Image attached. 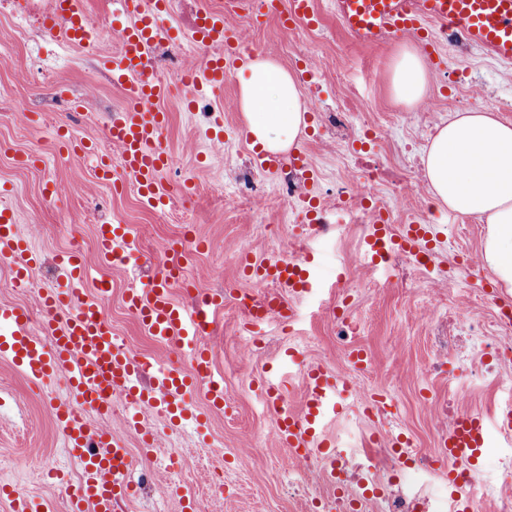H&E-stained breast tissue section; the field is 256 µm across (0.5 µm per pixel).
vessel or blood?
Wrapping results in <instances>:
<instances>
[{
  "label": "vessel or blood",
  "mask_w": 512,
  "mask_h": 512,
  "mask_svg": "<svg viewBox=\"0 0 512 512\" xmlns=\"http://www.w3.org/2000/svg\"><path fill=\"white\" fill-rule=\"evenodd\" d=\"M123 11L133 16L121 34L119 58L112 70L114 84L125 93L119 118L108 126L106 135L119 154L99 152L96 144L79 142L75 148L97 156V176L112 177L113 163H120L138 185L141 195L154 207L164 206L166 197L157 186L161 170L172 168L175 160L159 145L165 115L150 111L153 102L167 96L166 83L155 79L152 49L165 33L159 19L169 0H119ZM268 12L279 13L282 28L303 21L314 23L312 0H289L287 12H280L279 0H266ZM252 0H224L220 12L200 14L196 39L216 47L204 65L187 70L184 78L194 86L220 88L229 72L244 65L242 33L231 24L233 16L251 11ZM331 9L350 38L360 45H378L400 33L420 31L434 22L441 29H462L470 45L484 56L512 61V0H331ZM48 34L85 47L92 44L83 0H53L52 13L45 22ZM425 235L419 224L404 225L400 235H392L384 215H377L362 244L366 265L380 266L387 252L401 248L418 255V242ZM129 238L125 224H103L97 230V254L111 260L118 247ZM187 253L173 247L166 251L161 272L150 288H131L125 300L153 338L188 349L190 373L170 366L156 369L152 358L123 349L112 335V326L100 310L99 296L86 290L83 265L74 253L60 255L58 264L68 277L66 291L46 292L40 332L30 328V314L21 307L0 308V354L10 357L29 380L41 383L52 374L67 375L71 399L55 400L51 409L57 427L72 456L82 468V478L73 483L55 476L66 496L69 512H115L120 492L129 489L132 458L121 438L111 428L91 424L78 410L90 406L99 414H111L113 392H122L127 403L150 409L170 420L187 419L186 401L193 388H203L213 409L224 406V382L215 375L209 351L198 345L203 321L224 307L220 293L207 295L204 305L185 304L174 299L172 290L183 285ZM38 262L8 209H0V263L16 271L19 287H27L30 268ZM250 279L263 288L262 296L250 298L246 310L250 324L272 321L290 323L297 316L295 298L317 290L314 279L304 277L292 261L247 262ZM303 410L289 406L280 385L267 388V406L276 417L275 435L290 458L308 460L318 450L320 473L330 491L341 490L333 466L336 450L324 434L326 424L339 417L355 393L346 378L313 365L301 373ZM504 444H512V403H506L495 421L478 415L463 417L440 444L443 457L472 462L486 448L490 433Z\"/></svg>",
  "instance_id": "b4317fda"
}]
</instances>
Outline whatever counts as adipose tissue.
<instances>
[{
  "instance_id": "1",
  "label": "adipose tissue",
  "mask_w": 512,
  "mask_h": 512,
  "mask_svg": "<svg viewBox=\"0 0 512 512\" xmlns=\"http://www.w3.org/2000/svg\"><path fill=\"white\" fill-rule=\"evenodd\" d=\"M239 80L240 108L254 144L272 153L287 151L306 128V106L294 77L275 61L257 58ZM393 88L396 100L408 104L426 95L416 49L398 55ZM423 165L437 203L486 224L484 261L512 288V122L488 110L456 113L438 128Z\"/></svg>"
}]
</instances>
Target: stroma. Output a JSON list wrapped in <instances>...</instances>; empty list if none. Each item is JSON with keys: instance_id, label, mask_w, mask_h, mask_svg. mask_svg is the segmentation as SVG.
<instances>
[{"instance_id": "1", "label": "stroma", "mask_w": 512, "mask_h": 512, "mask_svg": "<svg viewBox=\"0 0 512 512\" xmlns=\"http://www.w3.org/2000/svg\"><path fill=\"white\" fill-rule=\"evenodd\" d=\"M316 24L297 23L282 36L278 17L255 14L239 20L246 58L267 57L297 78L308 104L307 129L289 156L273 171L256 169L239 107V80L223 88L187 91L184 72L202 65L204 52L187 27L181 0H171L167 27L173 45L157 44V77L169 87L154 103L166 113L160 137L174 154L176 167L158 177L168 194L163 208L146 205L134 179L113 165L112 179L98 180L93 157L66 149L70 140H94L109 149L106 130L123 107L112 82L113 46L131 16L114 12L111 0H87L92 27L108 21L110 30L93 50L51 38L42 27H26L21 13L0 10V207L9 208L21 232L38 248L41 260L30 288L13 285L10 267L0 266V307L17 306L39 314L41 289L63 290L58 255L80 249L90 284L106 281L102 302L118 343L134 352L186 370L181 353L157 343L126 308L130 286L145 287L175 245L188 252L185 277L199 291L220 293L224 308L214 317L205 343L224 379L228 408L209 410L203 392L189 400L203 413L196 426L179 427L165 415L145 414L140 429L125 425V408L89 419L123 435L134 460L132 494L120 499L118 512H184L190 502L204 512H328L333 501L318 471L288 464V450L276 440L275 419L265 405L262 385L274 379L286 351L303 363L319 364L332 374L349 373L348 351L362 349L367 367L354 375L359 396L326 429L346 457L365 459L363 475L379 495L362 498L358 512H382L383 499L407 483L422 486L441 512L448 507V464L436 459L448 429V414L501 412L512 392V359L482 358L449 346L458 313L480 323L485 336L512 342V325L498 319L493 273L482 254L486 227L438 207L426 186L422 157L439 126L455 113L487 109L512 121V63L487 58L474 47L439 42L426 61L428 93L423 110L396 101L392 75L398 52L424 50L427 37L402 35L378 46H361L344 32L328 8L314 0ZM347 102L355 111L348 132H337L331 112ZM306 157L297 175L317 202V219L327 233L300 239L308 218L301 201L288 197L287 176L293 155ZM378 166L411 177L405 196L392 198L389 184L375 192L388 203L392 233L403 225L428 227L422 240L428 265L391 257L385 269L369 272L360 242L367 225L355 224L350 199H337L340 185L366 181L365 169ZM131 225L135 263L100 264L98 225ZM203 248H196V241ZM256 260L309 258L318 278L330 286L325 296L296 302L289 327L275 323L248 328L240 304L258 288L240 264L242 251ZM349 320L353 336L339 334ZM67 380L56 376L50 390L26 379L10 358L0 357V482L66 512L61 489L46 473L65 468L78 480L79 464L70 459L49 407L66 398ZM155 436L153 454L141 446L143 433ZM389 442L407 439L418 454L431 458L428 471L392 469L371 436Z\"/></svg>"}]
</instances>
